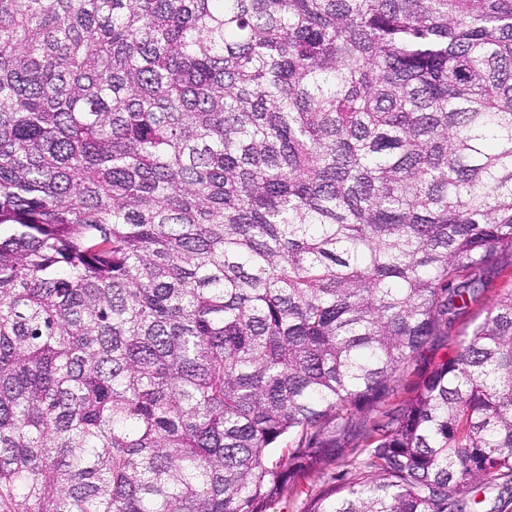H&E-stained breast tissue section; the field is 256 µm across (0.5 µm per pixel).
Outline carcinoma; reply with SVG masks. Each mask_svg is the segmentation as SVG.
I'll return each mask as SVG.
<instances>
[{
	"label": "carcinoma",
	"instance_id": "carcinoma-1",
	"mask_svg": "<svg viewBox=\"0 0 512 512\" xmlns=\"http://www.w3.org/2000/svg\"><path fill=\"white\" fill-rule=\"evenodd\" d=\"M504 274L512 0H0V512H476ZM498 289L499 288H496L488 294L489 299L486 300L484 304L473 307L450 333L447 340L446 338H443L441 341L436 342L435 344L427 345L416 356L415 360L412 362L409 368L408 373L410 374H407V376L404 378V383L400 388L397 400H402L408 395V384L418 379L416 374L418 369H423L428 365L432 366L433 364L440 362L443 358L449 357L454 353L456 344L461 338L463 332L469 330L473 324L482 321L485 315L486 305L490 304L497 298V294L500 292ZM342 466L333 464L326 468L324 474L299 480L284 495L273 503L269 512H303L306 504L334 474L341 472ZM342 473V472H341Z\"/></svg>",
	"mask_w": 512,
	"mask_h": 512
}]
</instances>
